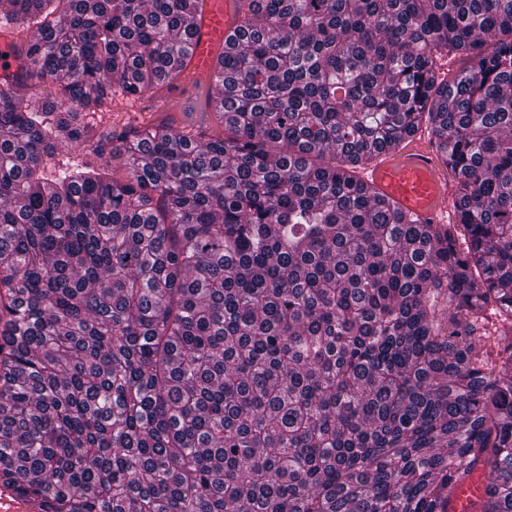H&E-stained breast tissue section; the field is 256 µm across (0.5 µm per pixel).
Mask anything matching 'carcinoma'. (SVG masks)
Wrapping results in <instances>:
<instances>
[{"label": "carcinoma", "instance_id": "carcinoma-1", "mask_svg": "<svg viewBox=\"0 0 512 512\" xmlns=\"http://www.w3.org/2000/svg\"><path fill=\"white\" fill-rule=\"evenodd\" d=\"M241 2L190 129L89 113L180 79L199 0L0 16L37 31V91L0 89V486L44 512H449L478 472L476 512H512V0ZM423 126L453 224L358 177ZM61 145L98 163L48 178Z\"/></svg>", "mask_w": 512, "mask_h": 512}]
</instances>
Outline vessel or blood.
<instances>
[{"label": "vessel or blood", "instance_id": "1", "mask_svg": "<svg viewBox=\"0 0 512 512\" xmlns=\"http://www.w3.org/2000/svg\"><path fill=\"white\" fill-rule=\"evenodd\" d=\"M244 18L237 0H201L191 26V51L183 77L174 82L158 106L172 111L186 86L206 81L218 59L238 39ZM25 58L0 37V81L15 87L23 74ZM376 195L394 203L419 224H451L456 218L454 196L441 160L440 145L427 131L405 139L397 148L380 152L361 175ZM483 492L476 480L461 484L451 503V512H470L472 502Z\"/></svg>", "mask_w": 512, "mask_h": 512}]
</instances>
